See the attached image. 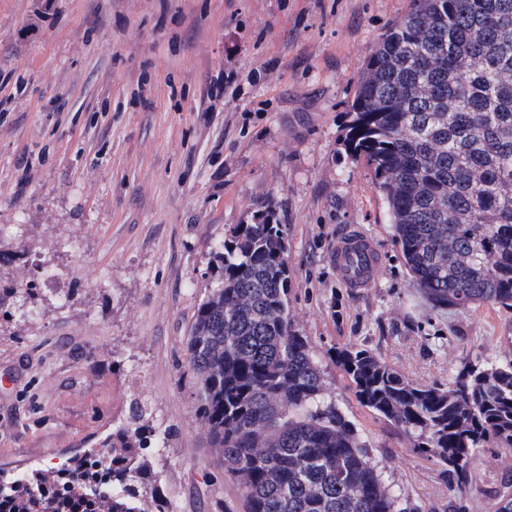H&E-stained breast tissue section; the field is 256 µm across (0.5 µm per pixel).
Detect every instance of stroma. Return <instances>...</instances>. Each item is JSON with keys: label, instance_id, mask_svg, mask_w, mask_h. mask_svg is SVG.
Segmentation results:
<instances>
[{"label": "stroma", "instance_id": "obj_1", "mask_svg": "<svg viewBox=\"0 0 512 512\" xmlns=\"http://www.w3.org/2000/svg\"><path fill=\"white\" fill-rule=\"evenodd\" d=\"M411 0H0V250L26 258L37 319H0V471L94 447L140 399L169 445L144 452L171 512H240L195 414L184 345L216 247L257 210L288 233L290 309L328 393L385 481L421 512H495L512 451L458 488L357 401L333 354L372 351L420 384L512 359V311L436 308L387 206L345 148L370 48ZM236 81L225 85L224 75ZM371 237V288H343L337 236ZM56 274L42 277L38 263Z\"/></svg>", "mask_w": 512, "mask_h": 512}]
</instances>
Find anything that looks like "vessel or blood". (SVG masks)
Instances as JSON below:
<instances>
[{"label": "vessel or blood", "mask_w": 512, "mask_h": 512, "mask_svg": "<svg viewBox=\"0 0 512 512\" xmlns=\"http://www.w3.org/2000/svg\"><path fill=\"white\" fill-rule=\"evenodd\" d=\"M331 263L341 283L357 292L372 286L380 253L373 239L351 228L339 236Z\"/></svg>", "instance_id": "1"}]
</instances>
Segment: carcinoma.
<instances>
[{
    "instance_id": "cac0c4a2",
    "label": "carcinoma",
    "mask_w": 512,
    "mask_h": 512,
    "mask_svg": "<svg viewBox=\"0 0 512 512\" xmlns=\"http://www.w3.org/2000/svg\"><path fill=\"white\" fill-rule=\"evenodd\" d=\"M347 147L433 306L512 309V0H412L370 51ZM286 252L272 211L236 225L185 343L196 413L239 481L244 512H419L327 395L291 320ZM36 286L0 287V317L37 315ZM334 357L359 403L456 485L480 449L512 451V359L466 363L445 387L415 383L364 348ZM163 447L135 399L97 447L49 472H1L0 512H169L139 460Z\"/></svg>"
}]
</instances>
